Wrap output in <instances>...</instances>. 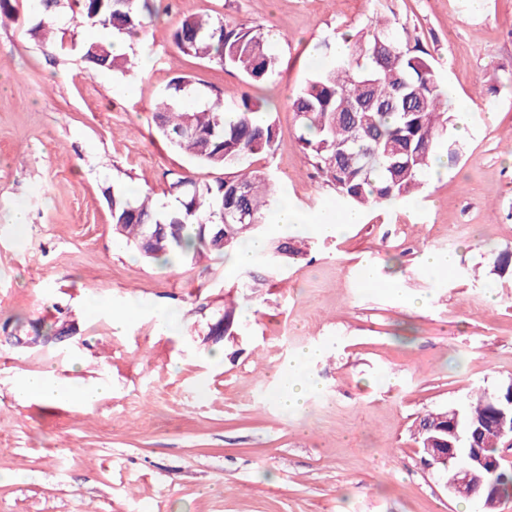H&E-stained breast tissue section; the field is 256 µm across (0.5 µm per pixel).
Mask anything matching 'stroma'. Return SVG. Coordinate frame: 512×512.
Returning <instances> with one entry per match:
<instances>
[{"mask_svg": "<svg viewBox=\"0 0 512 512\" xmlns=\"http://www.w3.org/2000/svg\"><path fill=\"white\" fill-rule=\"evenodd\" d=\"M0 23V512H483L448 493L421 462L414 430L425 413L468 404L512 381V278L490 280L493 254L512 252V0H164L136 43L149 71L92 70L94 30L69 9L42 19L12 0ZM387 13L419 36L445 89L472 104L452 122L457 151L421 196L365 215L337 235L266 225L267 247L302 253L268 267L230 269L203 253L167 266L140 257L112 229L106 200L118 181L164 197L191 167L162 140L155 100L180 73L208 99L240 79L177 54L187 15L270 30L281 59L273 101L279 137L269 167L304 215L336 208L300 150L290 98L321 58ZM63 37L48 54L38 23ZM495 112L487 123L486 112ZM24 209V227L11 224ZM456 256L450 273L424 252ZM394 289L371 288L365 264ZM257 281L256 291L239 287ZM237 292L240 336L209 326ZM138 311L124 333L110 308ZM178 313L179 330L159 316ZM63 342L14 344V317ZM311 346L314 384L302 409L278 403L280 368ZM54 370L79 388L106 382L90 406L19 400L18 377Z\"/></svg>", "mask_w": 512, "mask_h": 512, "instance_id": "35a3bbf8", "label": "stroma"}]
</instances>
